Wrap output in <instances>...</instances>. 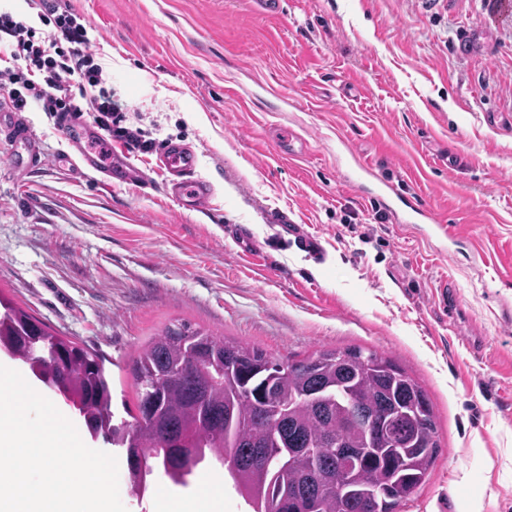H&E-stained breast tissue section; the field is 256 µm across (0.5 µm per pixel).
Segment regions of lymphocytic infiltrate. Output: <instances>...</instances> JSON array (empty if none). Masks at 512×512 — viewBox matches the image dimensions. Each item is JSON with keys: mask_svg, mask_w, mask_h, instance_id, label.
Segmentation results:
<instances>
[{"mask_svg": "<svg viewBox=\"0 0 512 512\" xmlns=\"http://www.w3.org/2000/svg\"><path fill=\"white\" fill-rule=\"evenodd\" d=\"M40 25L0 11V86L15 108L27 102L55 114L95 112L112 128V91L92 50L91 26L69 8L40 4Z\"/></svg>", "mask_w": 512, "mask_h": 512, "instance_id": "f902f5d3", "label": "lymphocytic infiltrate"}]
</instances>
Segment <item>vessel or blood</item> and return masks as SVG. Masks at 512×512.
<instances>
[{"mask_svg": "<svg viewBox=\"0 0 512 512\" xmlns=\"http://www.w3.org/2000/svg\"><path fill=\"white\" fill-rule=\"evenodd\" d=\"M58 123L71 145L78 151L80 163L85 167L101 172L119 184H142L147 180L145 172L133 162L128 150L108 147H94L88 144L83 129L75 125L70 115H60ZM15 141L18 151L13 156L14 163L28 168L43 164L45 155L38 138L18 114L9 110L0 101V134ZM161 165L168 173L166 191L183 208L204 211L209 208L214 192L212 186L194 176L197 163L195 150L178 142L165 143L158 152ZM273 224L280 229L281 236L292 237L298 247L307 252L320 251L317 239L308 235L300 225L289 223L287 216L273 215Z\"/></svg>", "mask_w": 512, "mask_h": 512, "instance_id": "b4317fda", "label": "vessel or blood"}]
</instances>
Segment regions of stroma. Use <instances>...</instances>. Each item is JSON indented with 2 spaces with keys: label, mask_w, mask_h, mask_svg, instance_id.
Returning <instances> with one entry per match:
<instances>
[{
  "label": "stroma",
  "mask_w": 512,
  "mask_h": 512,
  "mask_svg": "<svg viewBox=\"0 0 512 512\" xmlns=\"http://www.w3.org/2000/svg\"><path fill=\"white\" fill-rule=\"evenodd\" d=\"M96 28L146 188L81 174L56 116L19 117L47 161L0 138V295L105 360L115 420L132 367L185 322L281 361L361 347L427 391L439 451L398 512H512V10L498 0H61ZM478 46L460 50L463 30ZM281 127L301 150L271 152ZM197 152L211 209L165 193L157 151ZM374 177L358 179V162ZM447 225L396 221L376 180ZM269 210L318 238L282 243ZM251 229L264 268L240 254ZM455 315H448L444 300Z\"/></svg>",
  "instance_id": "35a3bbf8"
}]
</instances>
